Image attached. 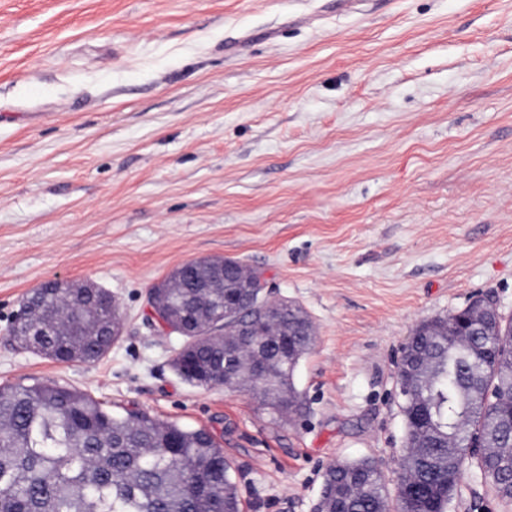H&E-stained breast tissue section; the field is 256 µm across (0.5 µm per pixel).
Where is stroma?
Instances as JSON below:
<instances>
[{"label":"stroma","instance_id":"obj_1","mask_svg":"<svg viewBox=\"0 0 512 512\" xmlns=\"http://www.w3.org/2000/svg\"><path fill=\"white\" fill-rule=\"evenodd\" d=\"M205 257L308 313L299 413L174 371L148 292ZM53 279L115 297L100 361L11 340ZM482 295L512 316V0H0V385L207 429L243 512H314L339 459L395 488L402 348ZM447 512L512 500L471 470Z\"/></svg>","mask_w":512,"mask_h":512}]
</instances>
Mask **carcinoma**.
<instances>
[{
  "label": "carcinoma",
  "mask_w": 512,
  "mask_h": 512,
  "mask_svg": "<svg viewBox=\"0 0 512 512\" xmlns=\"http://www.w3.org/2000/svg\"><path fill=\"white\" fill-rule=\"evenodd\" d=\"M85 301L35 288L22 306L38 312L16 317L12 339L24 349L69 363H95L118 340L112 334V294ZM149 297L188 334L172 366L199 387L231 385L241 364L264 356L270 385L261 406L277 418L298 407L294 374L315 330L303 308L272 301L260 277L245 288L224 275L220 260L187 262L151 288ZM83 306L79 336L58 325ZM479 303L449 316L419 322L397 366L405 448L395 502L381 471L368 459L338 460L325 473L327 503L341 512H447L472 448L496 452L477 465L498 495L512 500V319L476 315ZM256 312L252 334L213 343L211 323L224 313ZM271 316L287 331L282 345L265 340ZM0 512H242L231 466L212 434L161 422L147 413L124 414L65 385L38 382L0 386Z\"/></svg>",
  "instance_id": "obj_1"
}]
</instances>
